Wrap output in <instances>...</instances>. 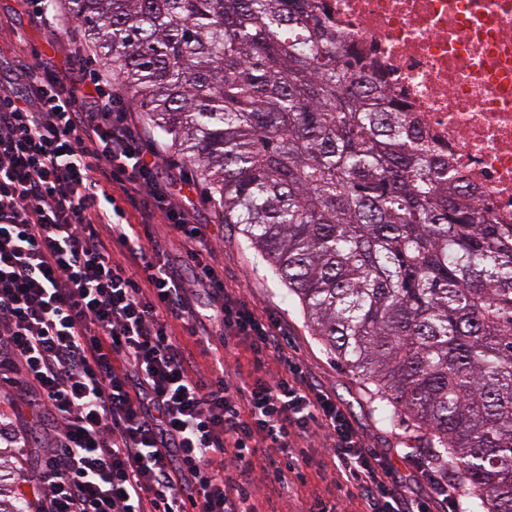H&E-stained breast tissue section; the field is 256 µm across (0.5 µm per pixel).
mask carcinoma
I'll return each mask as SVG.
<instances>
[{
    "label": "carcinoma",
    "instance_id": "1",
    "mask_svg": "<svg viewBox=\"0 0 512 512\" xmlns=\"http://www.w3.org/2000/svg\"><path fill=\"white\" fill-rule=\"evenodd\" d=\"M47 5L112 57L379 417L415 420L468 512H512V229L314 0Z\"/></svg>",
    "mask_w": 512,
    "mask_h": 512
}]
</instances>
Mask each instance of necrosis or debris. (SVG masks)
Here are the masks:
<instances>
[{"mask_svg": "<svg viewBox=\"0 0 512 512\" xmlns=\"http://www.w3.org/2000/svg\"><path fill=\"white\" fill-rule=\"evenodd\" d=\"M447 154L478 211L512 224V0H316Z\"/></svg>", "mask_w": 512, "mask_h": 512, "instance_id": "1", "label": "necrosis or debris"}]
</instances>
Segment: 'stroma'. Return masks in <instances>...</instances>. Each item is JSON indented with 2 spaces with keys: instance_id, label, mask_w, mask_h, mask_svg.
<instances>
[{
  "instance_id": "obj_1",
  "label": "stroma",
  "mask_w": 512,
  "mask_h": 512,
  "mask_svg": "<svg viewBox=\"0 0 512 512\" xmlns=\"http://www.w3.org/2000/svg\"><path fill=\"white\" fill-rule=\"evenodd\" d=\"M51 58L69 77H78L82 69L95 68L99 56L89 47L81 32H74L67 41L48 46L29 15L17 0H0V76L15 77L20 66L33 54ZM197 219L209 225L214 234V253L224 268V286L236 292L259 315L277 321L283 338L286 357L305 371L309 381L328 391L343 404L365 444L391 458L401 472H409L414 464L427 462L421 446L422 432L411 417L391 425L382 421L373 410L372 386L353 373L330 353L310 326L295 296L270 269L261 255L250 246L235 225L224 224L223 210L215 202L207 185H200ZM39 439H30L28 447L12 443L0 458V495L11 497L23 482H35V458ZM303 449L312 459L303 477L286 473L279 492H271L264 477L256 479L255 502L259 512H305L313 493L335 500L336 466L328 443L315 438Z\"/></svg>"
}]
</instances>
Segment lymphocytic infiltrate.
<instances>
[{
	"label": "lymphocytic infiltrate",
	"mask_w": 512,
	"mask_h": 512,
	"mask_svg": "<svg viewBox=\"0 0 512 512\" xmlns=\"http://www.w3.org/2000/svg\"><path fill=\"white\" fill-rule=\"evenodd\" d=\"M114 74L103 63L75 80L39 58L0 81V400L28 408L47 446L23 512H257L255 450L267 448L276 485L310 466L290 450L320 430L337 490L359 491L371 512H459L454 480L421 465L400 475L296 363L268 375L283 351L276 321L225 289L194 183L162 178ZM158 222L179 239V262L149 232ZM176 321L246 346L251 382L217 354L194 368Z\"/></svg>",
	"instance_id": "lymphocytic-infiltrate-1"
}]
</instances>
